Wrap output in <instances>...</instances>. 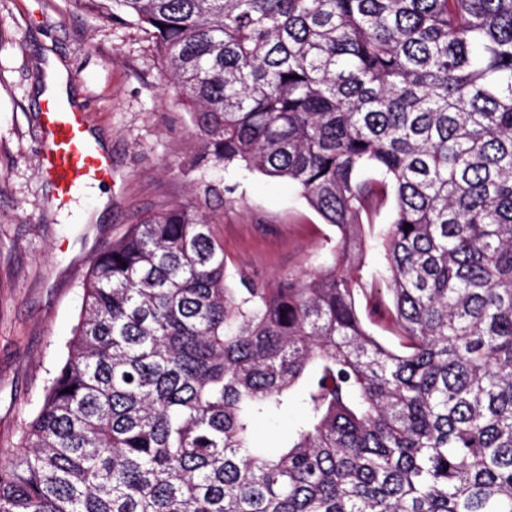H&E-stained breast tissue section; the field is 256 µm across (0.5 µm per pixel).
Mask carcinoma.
I'll list each match as a JSON object with an SVG mask.
<instances>
[{
	"label": "carcinoma",
	"instance_id": "1",
	"mask_svg": "<svg viewBox=\"0 0 512 512\" xmlns=\"http://www.w3.org/2000/svg\"><path fill=\"white\" fill-rule=\"evenodd\" d=\"M83 2L154 40L204 198L231 166L286 179L336 241L233 288L199 207L134 225L92 263L0 512H512V0ZM301 415L299 406L288 409V415L265 418L258 426L259 442L266 448H274L288 436V428Z\"/></svg>",
	"mask_w": 512,
	"mask_h": 512
}]
</instances>
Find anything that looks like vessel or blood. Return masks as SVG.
<instances>
[{
	"label": "vessel or blood",
	"mask_w": 512,
	"mask_h": 512,
	"mask_svg": "<svg viewBox=\"0 0 512 512\" xmlns=\"http://www.w3.org/2000/svg\"><path fill=\"white\" fill-rule=\"evenodd\" d=\"M41 119L48 133L42 172L60 200L70 199L90 177L111 179V160L91 136L84 113L49 99L43 104Z\"/></svg>",
	"instance_id": "vessel-or-blood-1"
}]
</instances>
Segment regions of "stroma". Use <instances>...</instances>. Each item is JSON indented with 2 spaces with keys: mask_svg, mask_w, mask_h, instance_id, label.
Masks as SVG:
<instances>
[{
  "mask_svg": "<svg viewBox=\"0 0 512 512\" xmlns=\"http://www.w3.org/2000/svg\"><path fill=\"white\" fill-rule=\"evenodd\" d=\"M51 59L112 161L111 181L66 203L40 173ZM198 147L147 33L78 0H0V462L60 361L93 258L148 213L199 202L187 170ZM209 213L229 271L268 283L318 269L336 236L287 180L244 168L225 172Z\"/></svg>",
  "mask_w": 512,
  "mask_h": 512,
  "instance_id": "obj_1",
  "label": "stroma"
}]
</instances>
